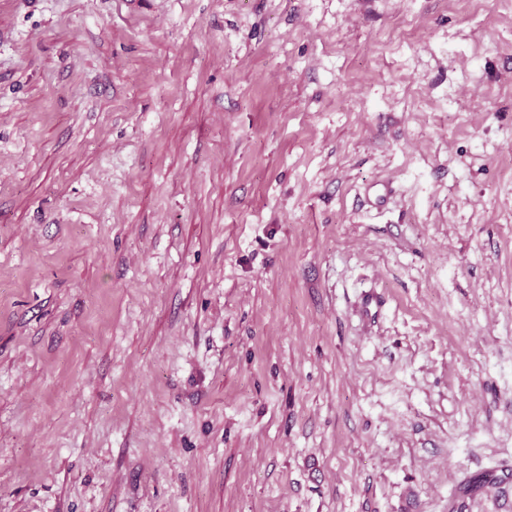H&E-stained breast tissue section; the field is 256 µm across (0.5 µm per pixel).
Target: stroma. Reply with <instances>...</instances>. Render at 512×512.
Returning a JSON list of instances; mask_svg holds the SVG:
<instances>
[{
	"instance_id": "obj_1",
	"label": "stroma",
	"mask_w": 512,
	"mask_h": 512,
	"mask_svg": "<svg viewBox=\"0 0 512 512\" xmlns=\"http://www.w3.org/2000/svg\"><path fill=\"white\" fill-rule=\"evenodd\" d=\"M0 512H512V9L0 0Z\"/></svg>"
}]
</instances>
